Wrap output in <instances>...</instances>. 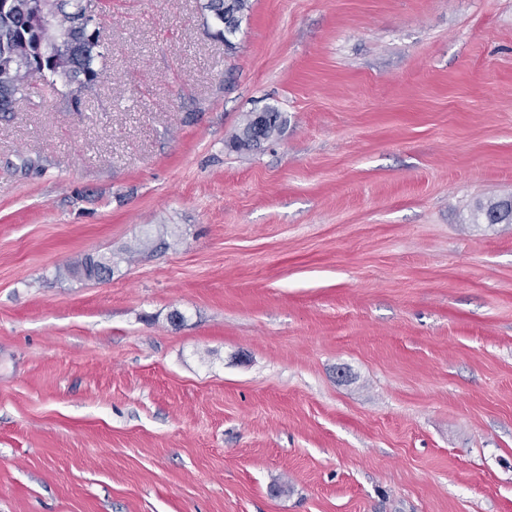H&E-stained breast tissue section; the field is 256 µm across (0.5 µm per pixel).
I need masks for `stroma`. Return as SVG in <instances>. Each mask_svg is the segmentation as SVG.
I'll return each instance as SVG.
<instances>
[{
  "instance_id": "1",
  "label": "stroma",
  "mask_w": 512,
  "mask_h": 512,
  "mask_svg": "<svg viewBox=\"0 0 512 512\" xmlns=\"http://www.w3.org/2000/svg\"><path fill=\"white\" fill-rule=\"evenodd\" d=\"M205 3L0 112V512H512V0ZM232 1H234L233 5H232V13L234 14V16L227 19V24L229 26L226 23L224 24V16L218 18V20L222 21L223 22L222 24H224V30H222V31L219 30L218 34L224 35V42L229 45L232 44V39L236 35V33H235L236 31H234V30L238 29L245 12H247L248 8H249L248 0H232ZM230 26H232L234 28V30ZM266 111L262 110L257 114V120L259 124L263 122L266 114V120L262 130V138L259 139L254 135V128L256 124L253 122L252 119L253 112H250L246 116V123L242 128V132L236 138L235 142H233V146L235 149H237L238 151L252 150L255 147H258V144L262 140H267L273 137L277 132L280 131L282 126L285 125L286 119L283 117L282 113L279 112L276 108L269 107L266 109ZM486 219H490L492 224H512V206L498 199L479 201L472 213L473 223L487 224Z\"/></svg>"
}]
</instances>
